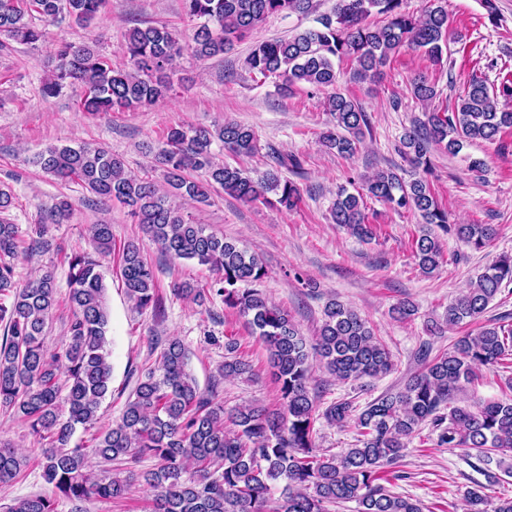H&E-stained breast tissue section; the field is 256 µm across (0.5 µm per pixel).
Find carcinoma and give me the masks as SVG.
Returning <instances> with one entry per match:
<instances>
[{
    "instance_id": "cac0c4a2",
    "label": "carcinoma",
    "mask_w": 512,
    "mask_h": 512,
    "mask_svg": "<svg viewBox=\"0 0 512 512\" xmlns=\"http://www.w3.org/2000/svg\"><path fill=\"white\" fill-rule=\"evenodd\" d=\"M403 2L336 0L333 15L320 19L319 27L255 45L248 68L265 79L281 80L278 90L286 96L298 84L335 87L337 60L351 63L350 79L358 83L378 78L390 55L403 46L422 50L431 62L441 63V42L448 34L447 0H426L419 15L406 12ZM107 3L0 0V34L35 45L45 40L46 30L33 17L87 26ZM310 9L311 0H184L186 15L204 20L193 48L199 58L224 54L270 15ZM374 11L386 15L383 26L366 23ZM124 49L130 66L118 68L89 44H59L43 81V96L55 97L79 83L84 88L80 110L97 114L152 105L172 91L170 75L182 55L172 30L164 25L133 27L125 34ZM412 92L422 102L436 95L434 84L425 77L414 80ZM327 110L332 120L322 142L341 155L353 154L367 126L366 112L357 101L336 92L328 96ZM508 129H512V110L500 108L497 93L485 81L473 79L454 112H429L401 140V154L422 175L407 181L392 170L380 171L365 182V191L442 228L448 224V213L424 177L431 169L430 149L439 146L457 155L466 143H494ZM216 141L235 156L253 154L258 143L254 130L237 122L214 129L181 125L167 129L156 163L170 188L168 194L153 180L130 174L123 157L104 147L50 146L36 163L47 174L81 184L104 204L117 201L127 207L162 254L209 267L215 274L209 287L183 286L176 293L192 294L200 303L209 295L219 296L245 320L265 346L280 407L248 404L224 413L214 392L200 391L187 371L189 349L173 338L145 371L120 421L93 438L94 455L106 464L124 466L127 475H121L119 468L99 474L88 470L87 448L71 441L77 428L87 431L98 422L101 403L112 385L109 311L99 262L85 250L67 257L69 336L49 351L45 336L58 303L55 279L47 271L22 287L17 285L14 259L20 232L4 217L14 198L0 190V297L13 296L8 306L0 301V323L6 331L0 338V407L28 423L42 441L43 478L54 492L52 497L33 495L1 506L0 512H57L60 499L72 503L92 496L121 499L136 479L131 466L145 454L157 460V467L143 475L154 491L150 512H329V506L350 501L357 503L358 512H423L419 502L391 493L380 481L384 468L403 456L410 439L427 422L436 432L435 445L475 451L477 468L495 477L491 465L501 467L498 456L512 454V398L485 401L474 408L454 406L452 401L481 368L512 362V326H485L475 336L462 337L452 351L434 357L412 376L403 390L375 399L357 415L348 400L320 408L310 389V354H316L336 379L357 381L391 372L390 352L357 311L336 299L326 302L318 334L308 343L288 310L272 304L260 288L268 274L262 261L237 242L206 232L170 203L171 194L204 203L211 192L221 189L244 203H269L272 193L281 206H297L299 188L279 176V169L293 159L279 154L276 169L254 178L242 168L216 161L212 153ZM192 172L201 173V178L191 177ZM360 200L361 196L338 188L330 217L368 241L376 231L366 222ZM452 231L476 251L489 246L496 234L491 224H456ZM89 232L95 253L112 252V225L93 224ZM414 249L423 274L438 270L442 250L436 236L422 234ZM122 276L137 308H158L156 269L133 242L123 247ZM505 283H512V254L499 256L471 288L448 304L445 324L479 319ZM220 372L226 377L253 376L252 365L238 355L233 339L224 343ZM321 417L338 426L354 420L356 443L336 454L322 451L315 430ZM26 464L14 448L0 444V483L17 478ZM190 467L194 475L186 478ZM280 482L284 487L275 499L273 490ZM465 501L467 512H512V496L498 498L490 511L481 489L468 490Z\"/></svg>"
}]
</instances>
